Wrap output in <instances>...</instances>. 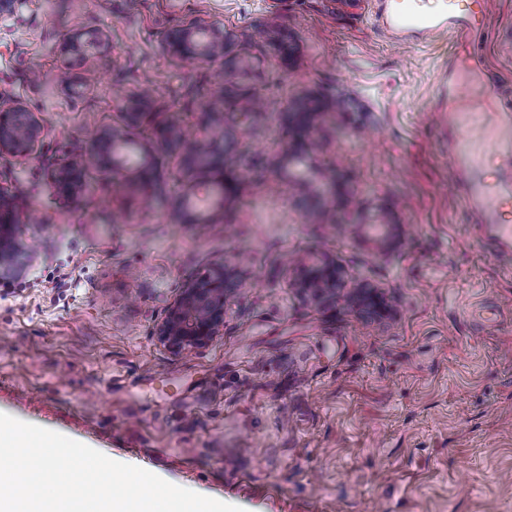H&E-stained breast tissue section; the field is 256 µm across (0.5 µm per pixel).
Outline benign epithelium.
<instances>
[{
  "label": "benign epithelium",
  "mask_w": 512,
  "mask_h": 512,
  "mask_svg": "<svg viewBox=\"0 0 512 512\" xmlns=\"http://www.w3.org/2000/svg\"><path fill=\"white\" fill-rule=\"evenodd\" d=\"M174 46L187 57L196 59L202 56L212 60L223 46V36L214 29H203L195 36L182 33L174 41ZM40 139L41 126L31 110L21 105L0 103V154L28 156L35 151ZM97 142L96 150L85 153L93 166L112 161L115 150L124 145L123 138L115 134L102 135ZM222 151L223 131L214 129L196 142L191 156L208 164ZM86 170L85 165L79 167L66 163L59 173L60 188L69 191L74 179ZM16 223L14 205L5 203L0 196V275L20 269L27 256L8 232ZM299 268L303 271L300 278L303 291H330L336 283L337 270L332 264L309 265L301 260ZM232 291L234 288L227 281L222 266L209 275L188 282L158 323V342L176 354L188 353L212 342L224 330V298Z\"/></svg>",
  "instance_id": "obj_1"
}]
</instances>
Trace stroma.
Returning <instances> with one entry per match:
<instances>
[{
  "label": "stroma",
  "mask_w": 512,
  "mask_h": 512,
  "mask_svg": "<svg viewBox=\"0 0 512 512\" xmlns=\"http://www.w3.org/2000/svg\"><path fill=\"white\" fill-rule=\"evenodd\" d=\"M201 25L221 57L175 54ZM488 31L483 78L512 104V0ZM465 53L391 39L369 0H18L0 101L42 137L0 155L31 252L0 279V412L244 512H512V258L449 190ZM213 122L224 160L194 164ZM112 129L135 146L120 172L60 193ZM301 256L336 265L335 297L299 290ZM220 265L222 335L165 349L156 325ZM363 284L387 312L352 301Z\"/></svg>",
  "instance_id": "35a3bbf8"
}]
</instances>
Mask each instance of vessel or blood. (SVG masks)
<instances>
[{
    "mask_svg": "<svg viewBox=\"0 0 512 512\" xmlns=\"http://www.w3.org/2000/svg\"><path fill=\"white\" fill-rule=\"evenodd\" d=\"M379 17L386 31L395 37L427 42L437 35L467 34L471 49L465 65L450 63L445 92L454 99L474 97L473 78L487 68L481 50L490 10V0H443L434 11L425 10L422 0H377ZM455 189L467 209L477 215L485 234L497 244H512V226L503 223L500 203L512 198V151L503 155L502 176L497 184H487L482 173L481 150L477 145L454 151Z\"/></svg>",
    "mask_w": 512,
    "mask_h": 512,
    "instance_id": "obj_1",
    "label": "vessel or blood"
}]
</instances>
